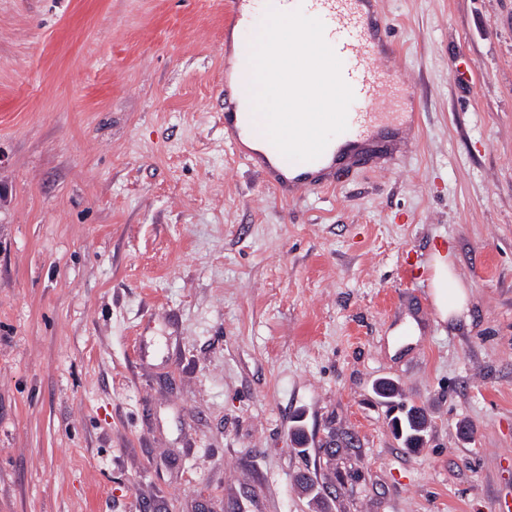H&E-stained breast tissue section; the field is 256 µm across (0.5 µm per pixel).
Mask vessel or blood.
<instances>
[{
  "label": "vessel or blood",
  "instance_id": "1",
  "mask_svg": "<svg viewBox=\"0 0 512 512\" xmlns=\"http://www.w3.org/2000/svg\"><path fill=\"white\" fill-rule=\"evenodd\" d=\"M269 6L288 11L316 14L325 30L324 39L342 62L341 75L351 87L354 100L347 112V130L337 143L328 144L313 162L294 163L289 173L278 167L279 152L249 155L254 167L266 174L270 185L288 196L320 187L321 176L331 170L352 145L373 139L382 132L406 125L404 112H386L378 104L393 89L392 70L381 60L393 49L389 28L374 0H268ZM255 13L252 0H226L225 24L248 32ZM241 96L232 87L224 89V131L232 144L250 136V127L240 119Z\"/></svg>",
  "mask_w": 512,
  "mask_h": 512
}]
</instances>
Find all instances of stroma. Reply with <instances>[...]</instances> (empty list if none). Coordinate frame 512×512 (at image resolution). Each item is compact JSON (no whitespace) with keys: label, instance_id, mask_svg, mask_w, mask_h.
I'll return each instance as SVG.
<instances>
[{"label":"stroma","instance_id":"obj_1","mask_svg":"<svg viewBox=\"0 0 512 512\" xmlns=\"http://www.w3.org/2000/svg\"><path fill=\"white\" fill-rule=\"evenodd\" d=\"M224 2L0 0V512H494L512 0H379L416 141L292 199L225 140ZM432 301L441 321L460 317L469 299V292L456 275L449 254L435 252L431 260ZM392 429L404 448H420L426 436V419L418 407H411L392 419Z\"/></svg>","mask_w":512,"mask_h":512}]
</instances>
